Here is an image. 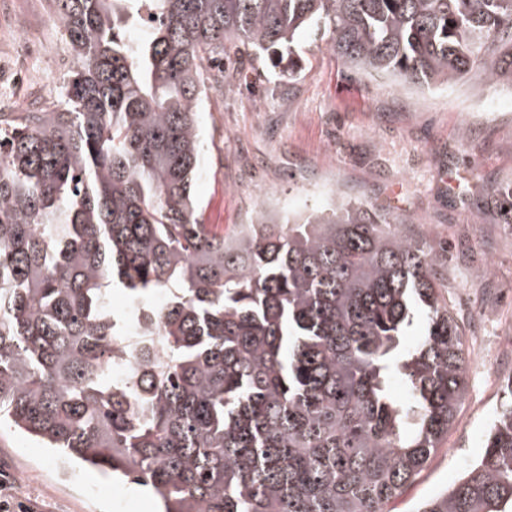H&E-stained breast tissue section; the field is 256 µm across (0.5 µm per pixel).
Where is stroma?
<instances>
[{"label": "stroma", "mask_w": 512, "mask_h": 512, "mask_svg": "<svg viewBox=\"0 0 512 512\" xmlns=\"http://www.w3.org/2000/svg\"><path fill=\"white\" fill-rule=\"evenodd\" d=\"M56 11V0H0V22L30 25L16 52L36 56L43 43L66 49ZM328 38L323 30L301 37L296 82L263 56L208 83L195 189L205 223L228 232L263 208L281 216L358 197L433 247L464 330L465 396L417 482L391 504L392 512H412L463 475L511 396L512 365L500 360L499 347L512 337V223L499 191L512 186V90L494 96L474 80L429 93L375 81L343 66ZM65 79L43 71L35 90L53 104ZM35 90L27 74L0 65V110L23 111ZM0 471L18 499L44 503V512H156L149 498L68 467L7 428Z\"/></svg>", "instance_id": "obj_1"}]
</instances>
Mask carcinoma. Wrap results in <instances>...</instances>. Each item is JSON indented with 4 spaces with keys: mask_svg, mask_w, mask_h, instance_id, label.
I'll return each instance as SVG.
<instances>
[{
    "mask_svg": "<svg viewBox=\"0 0 512 512\" xmlns=\"http://www.w3.org/2000/svg\"><path fill=\"white\" fill-rule=\"evenodd\" d=\"M57 2L75 60L60 101L0 112V428L158 512H389L465 394L436 253L358 198L208 231L205 72L224 80L229 49L290 58L317 27L375 80L512 89V0ZM481 445L415 512H512V398Z\"/></svg>",
    "mask_w": 512,
    "mask_h": 512,
    "instance_id": "obj_1",
    "label": "carcinoma"
}]
</instances>
